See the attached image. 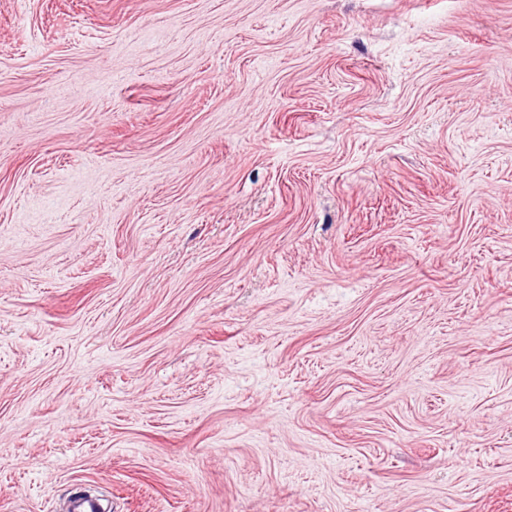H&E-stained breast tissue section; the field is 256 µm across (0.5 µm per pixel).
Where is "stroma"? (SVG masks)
I'll list each match as a JSON object with an SVG mask.
<instances>
[{
    "instance_id": "stroma-1",
    "label": "stroma",
    "mask_w": 512,
    "mask_h": 512,
    "mask_svg": "<svg viewBox=\"0 0 512 512\" xmlns=\"http://www.w3.org/2000/svg\"><path fill=\"white\" fill-rule=\"evenodd\" d=\"M512 512V0H0V512Z\"/></svg>"
}]
</instances>
